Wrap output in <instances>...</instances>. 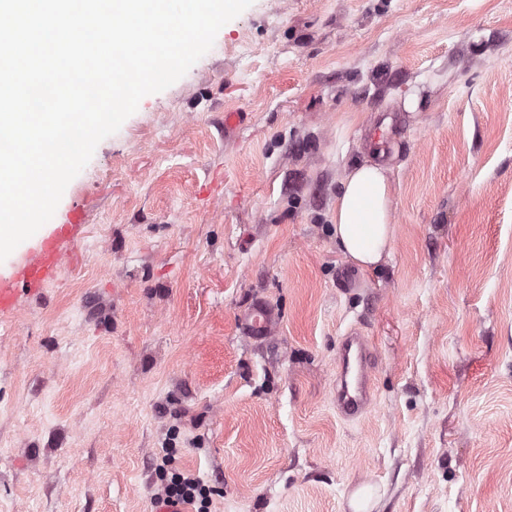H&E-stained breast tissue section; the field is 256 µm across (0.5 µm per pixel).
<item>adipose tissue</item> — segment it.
Returning a JSON list of instances; mask_svg holds the SVG:
<instances>
[{"label":"adipose tissue","instance_id":"1","mask_svg":"<svg viewBox=\"0 0 512 512\" xmlns=\"http://www.w3.org/2000/svg\"><path fill=\"white\" fill-rule=\"evenodd\" d=\"M391 194L385 153L381 150L350 169L341 182L332 213L336 244L362 268L379 265L394 240Z\"/></svg>","mask_w":512,"mask_h":512}]
</instances>
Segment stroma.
<instances>
[{
	"instance_id": "stroma-1",
	"label": "stroma",
	"mask_w": 512,
	"mask_h": 512,
	"mask_svg": "<svg viewBox=\"0 0 512 512\" xmlns=\"http://www.w3.org/2000/svg\"><path fill=\"white\" fill-rule=\"evenodd\" d=\"M377 147L372 270L331 215ZM73 209L74 263L0 315V512H154L161 464L211 512H512V0H253L97 145ZM258 297L261 342L236 322ZM352 327L375 401L347 421ZM279 323L278 311L265 299L254 301L237 318L241 332L255 340H263L270 336ZM372 342L352 329L340 343L336 372V413L344 419H358L373 405Z\"/></svg>"
}]
</instances>
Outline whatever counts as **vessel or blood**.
<instances>
[{
    "mask_svg": "<svg viewBox=\"0 0 512 512\" xmlns=\"http://www.w3.org/2000/svg\"><path fill=\"white\" fill-rule=\"evenodd\" d=\"M81 215L57 225L46 235L36 253L10 276H0V313L17 308V287L36 288L54 278L60 269L74 259V245ZM280 323L278 311L268 301L259 299L237 318L241 332L255 340L270 336ZM372 342L358 331H350L340 343V358L336 372L334 405L345 419H357L367 414L373 405Z\"/></svg>",
    "mask_w": 512,
    "mask_h": 512,
    "instance_id": "vessel-or-blood-1",
    "label": "vessel or blood"
}]
</instances>
